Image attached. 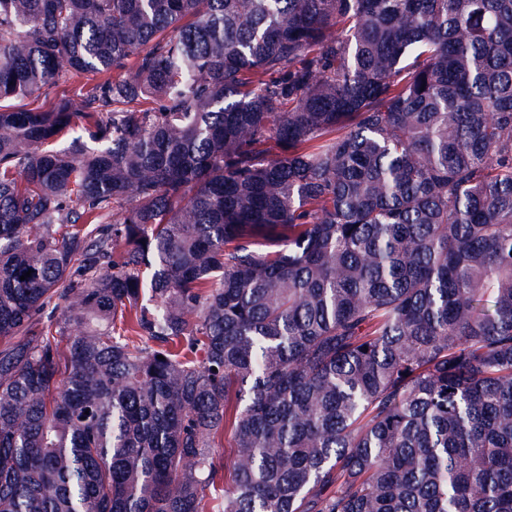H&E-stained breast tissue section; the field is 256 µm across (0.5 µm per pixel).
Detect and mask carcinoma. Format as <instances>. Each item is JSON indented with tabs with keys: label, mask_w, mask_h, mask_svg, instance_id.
<instances>
[{
	"label": "carcinoma",
	"mask_w": 512,
	"mask_h": 512,
	"mask_svg": "<svg viewBox=\"0 0 512 512\" xmlns=\"http://www.w3.org/2000/svg\"><path fill=\"white\" fill-rule=\"evenodd\" d=\"M221 432L224 512H512V0H0V512Z\"/></svg>",
	"instance_id": "obj_1"
}]
</instances>
